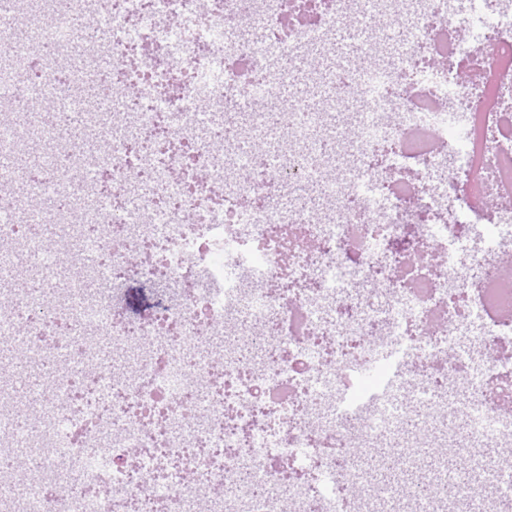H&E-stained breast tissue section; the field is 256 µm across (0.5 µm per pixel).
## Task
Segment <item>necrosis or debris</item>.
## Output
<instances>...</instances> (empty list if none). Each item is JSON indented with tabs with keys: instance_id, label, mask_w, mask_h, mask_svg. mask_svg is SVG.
Returning <instances> with one entry per match:
<instances>
[{
	"instance_id": "necrosis-or-debris-1",
	"label": "necrosis or debris",
	"mask_w": 512,
	"mask_h": 512,
	"mask_svg": "<svg viewBox=\"0 0 512 512\" xmlns=\"http://www.w3.org/2000/svg\"><path fill=\"white\" fill-rule=\"evenodd\" d=\"M293 2L0 13V512H387L383 450L417 457L424 437L468 473L450 492L422 470V512H501L479 469L497 448L512 472V276L482 202L512 199V108L485 107L512 96V27L484 15L476 53H442L461 26L447 0H308L294 21ZM344 22L377 54L336 71L353 111L290 103L287 150L255 170L234 142L267 130L236 110L276 93L281 31L321 32L330 51ZM127 28L138 38L112 39ZM35 85L82 101L80 138H61L71 114L34 111ZM41 207L49 223L31 222ZM422 224L446 250L476 230L481 244L463 266L425 260ZM130 271L166 294L161 317L119 323L107 294ZM388 349L396 402L347 408Z\"/></svg>"
}]
</instances>
